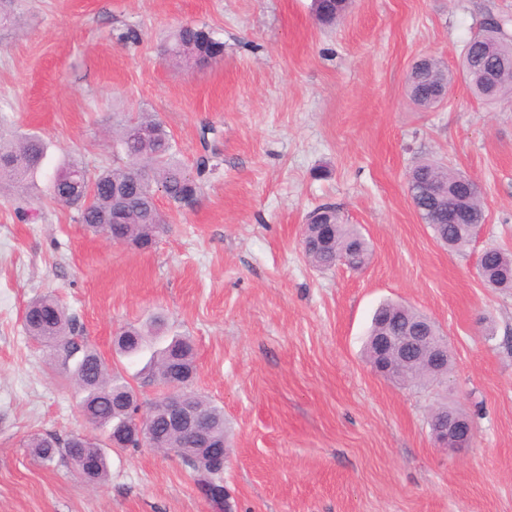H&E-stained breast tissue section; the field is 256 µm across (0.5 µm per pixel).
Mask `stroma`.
<instances>
[{
  "label": "stroma",
  "instance_id": "stroma-1",
  "mask_svg": "<svg viewBox=\"0 0 512 512\" xmlns=\"http://www.w3.org/2000/svg\"><path fill=\"white\" fill-rule=\"evenodd\" d=\"M0 25V130L47 144L21 220L0 192V512H216L182 459L149 446L112 451L105 484L43 465L25 442L95 436L80 395L26 335L24 310L51 294L124 375L115 331L163 317L189 337L193 388L224 410V484L233 512H512V290L485 288L482 247L512 251V98L472 95L466 42L512 0H352L332 26L312 0H13ZM224 43L215 64L183 71L161 54L179 26ZM439 59L447 100L415 106L406 76ZM150 112L189 172L209 168L196 203L142 252L87 231L45 195L75 160L124 165L114 122ZM440 161L477 184L486 221L464 252L441 246L414 209L410 170ZM336 206L373 246L360 270L321 272L300 233ZM391 300L448 339L447 383L397 387L363 340ZM478 411L476 440L433 441L437 403Z\"/></svg>",
  "mask_w": 512,
  "mask_h": 512
}]
</instances>
